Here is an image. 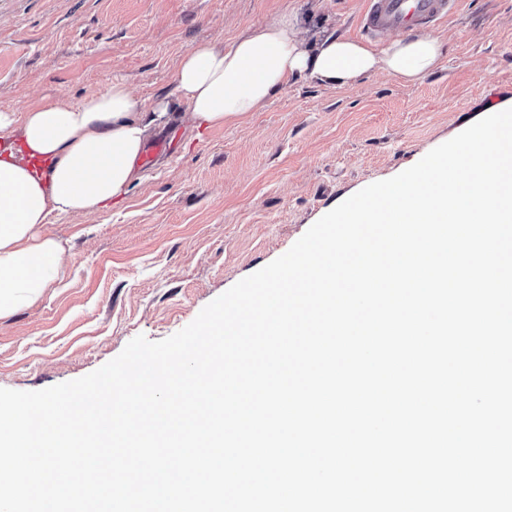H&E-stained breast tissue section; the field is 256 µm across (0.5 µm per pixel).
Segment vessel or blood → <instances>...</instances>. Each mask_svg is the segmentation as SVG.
<instances>
[{
    "instance_id": "obj_1",
    "label": "vessel or blood",
    "mask_w": 512,
    "mask_h": 512,
    "mask_svg": "<svg viewBox=\"0 0 512 512\" xmlns=\"http://www.w3.org/2000/svg\"><path fill=\"white\" fill-rule=\"evenodd\" d=\"M457 0H366L359 20L363 35L408 33L438 25L452 14Z\"/></svg>"
}]
</instances>
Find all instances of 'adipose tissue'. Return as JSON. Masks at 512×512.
<instances>
[{
    "mask_svg": "<svg viewBox=\"0 0 512 512\" xmlns=\"http://www.w3.org/2000/svg\"><path fill=\"white\" fill-rule=\"evenodd\" d=\"M442 41L408 33L382 48L333 33L310 39L288 18L230 46L187 51L175 72L193 127L223 128L262 109L295 77L348 87L382 72L414 83L440 65ZM169 120V106L116 82L78 103L0 110V319L36 303L56 282L65 252L46 233L50 214H98L139 181L138 159Z\"/></svg>",
    "mask_w": 512,
    "mask_h": 512,
    "instance_id": "ef3b65f1",
    "label": "adipose tissue"
}]
</instances>
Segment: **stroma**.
<instances>
[{"label": "stroma", "mask_w": 512, "mask_h": 512, "mask_svg": "<svg viewBox=\"0 0 512 512\" xmlns=\"http://www.w3.org/2000/svg\"><path fill=\"white\" fill-rule=\"evenodd\" d=\"M362 9V0H0V109L76 103L121 81L167 100L176 135L111 210L50 215L67 257L54 288L0 320V388L75 380L136 336L173 335L347 198L512 108V0H462L433 28L444 53L421 82L295 78L224 128L183 121L173 75L195 45L230 44L285 15L307 36L356 40Z\"/></svg>", "instance_id": "35a3bbf8"}]
</instances>
